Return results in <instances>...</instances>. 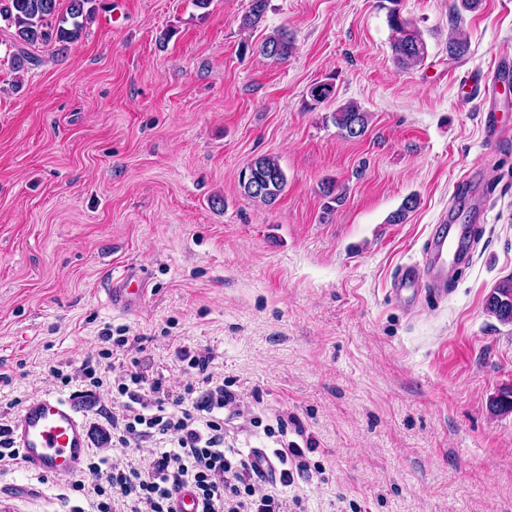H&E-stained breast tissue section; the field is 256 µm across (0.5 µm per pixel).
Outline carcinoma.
<instances>
[{
  "instance_id": "obj_1",
  "label": "carcinoma",
  "mask_w": 512,
  "mask_h": 512,
  "mask_svg": "<svg viewBox=\"0 0 512 512\" xmlns=\"http://www.w3.org/2000/svg\"><path fill=\"white\" fill-rule=\"evenodd\" d=\"M61 7V0H0V23L12 31V38L18 45L13 56L16 69L37 61L29 48L60 45L78 41L91 21L95 8L94 0H67ZM252 5L242 17L241 27L252 30L263 20L268 0H250ZM392 30L391 50L395 63L409 69L421 63L427 53V45L421 32L413 24L392 9L388 15ZM294 42L288 32L280 30L267 37L261 45V52L270 58L286 59L292 54ZM333 120L346 138H358L365 134L368 124L367 113L354 101L340 105L333 113ZM260 181L264 192L251 191L249 184ZM287 179L277 159L261 156L250 164L248 171L240 175V185L245 194L263 203H274L286 186ZM417 197L404 199L400 207L390 215L391 224L403 223L408 213L417 206ZM487 311L502 323H512V277L501 281L487 298Z\"/></svg>"
}]
</instances>
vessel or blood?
Listing matches in <instances>:
<instances>
[{
  "label": "vessel or blood",
  "mask_w": 512,
  "mask_h": 512,
  "mask_svg": "<svg viewBox=\"0 0 512 512\" xmlns=\"http://www.w3.org/2000/svg\"><path fill=\"white\" fill-rule=\"evenodd\" d=\"M464 235L449 238L440 232L428 239L422 261L406 265L397 276L395 297L407 300L420 277L440 283L448 271V249L463 246ZM11 437L20 448L27 469L64 480L79 473L90 446L85 420L67 400L47 394L30 400L12 426Z\"/></svg>",
  "instance_id": "b4317fda"
}]
</instances>
